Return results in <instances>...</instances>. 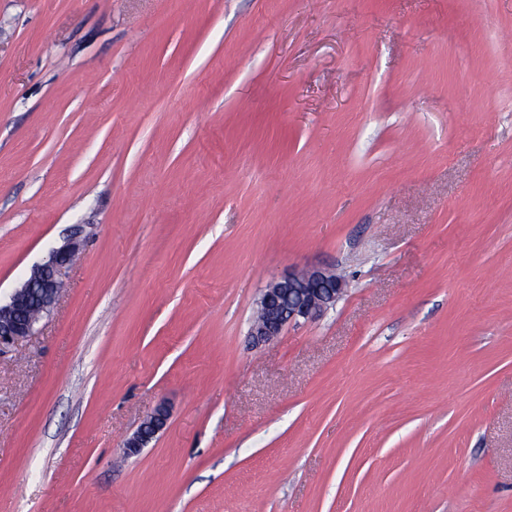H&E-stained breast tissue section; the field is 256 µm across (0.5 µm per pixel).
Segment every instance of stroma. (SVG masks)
Returning <instances> with one entry per match:
<instances>
[{"label": "stroma", "instance_id": "35a3bbf8", "mask_svg": "<svg viewBox=\"0 0 512 512\" xmlns=\"http://www.w3.org/2000/svg\"><path fill=\"white\" fill-rule=\"evenodd\" d=\"M77 224L0 512H512V0H0V297ZM345 292L344 280L329 270L293 272L268 285L258 301V315L251 336L272 340L283 327L308 319L336 305ZM167 411L159 406L141 424L139 429L126 440L124 448L128 455L138 454L157 433L166 425Z\"/></svg>", "mask_w": 512, "mask_h": 512}]
</instances>
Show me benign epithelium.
I'll use <instances>...</instances> for the list:
<instances>
[{
  "instance_id": "1",
  "label": "benign epithelium",
  "mask_w": 512,
  "mask_h": 512,
  "mask_svg": "<svg viewBox=\"0 0 512 512\" xmlns=\"http://www.w3.org/2000/svg\"><path fill=\"white\" fill-rule=\"evenodd\" d=\"M81 228L48 258L32 267L8 300L0 301V349L32 335L41 315L54 306L63 286L65 270L79 250ZM345 292L344 280L329 270L293 272L268 285L258 301V315L251 335L258 342L269 341L283 327L300 318L308 319L336 305ZM167 411L156 408L139 429L126 440L129 455H135L166 425Z\"/></svg>"
}]
</instances>
